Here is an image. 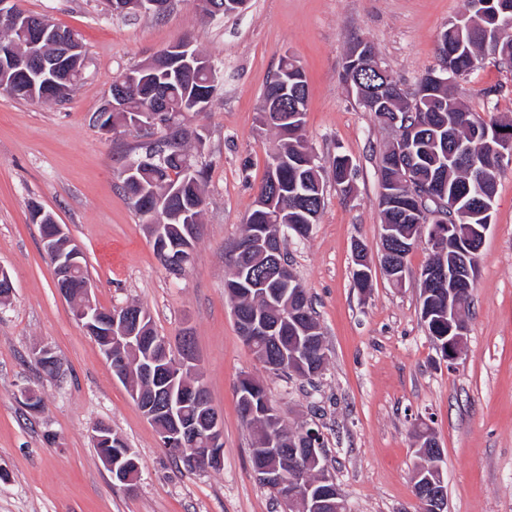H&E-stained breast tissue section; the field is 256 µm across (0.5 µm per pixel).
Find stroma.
<instances>
[{
	"label": "stroma",
	"instance_id": "stroma-1",
	"mask_svg": "<svg viewBox=\"0 0 512 512\" xmlns=\"http://www.w3.org/2000/svg\"><path fill=\"white\" fill-rule=\"evenodd\" d=\"M18 6L77 33L86 66L61 103L0 94V267L14 287L0 305V512H283L253 474L254 436L237 409V385L246 375L263 383L288 427L319 430L325 464L349 512H418L413 474L426 426L443 451L448 512H512V162L497 174L492 223L465 313L467 340L451 365L420 314L416 282L431 254L427 239L406 258L404 287H393L378 263L379 166L395 133L341 79L349 51L366 42L402 88L414 91L421 75L438 68L440 35L464 0H248L244 11L221 18L203 16L188 0H174L161 18L113 16L109 0ZM177 42L201 51L221 76L206 112L187 120L203 138L189 152L206 170L208 205L195 261L180 277L163 268L120 188L119 172L139 153L140 138L125 126L104 134L93 122L114 77ZM285 54L306 74L302 136L326 185L311 236L286 243L328 356L323 375L311 382L259 365L224 288L275 139L259 112ZM450 88L481 118L512 119V71L492 57ZM339 155L356 168L348 197L334 186ZM33 202L82 247L99 306H142L156 334L173 345L190 336L224 421L220 469L189 468L162 447L59 293L30 220ZM357 241L374 261L363 290L353 282ZM40 343L56 352L55 377L32 358ZM23 387L42 397L41 413L27 409ZM100 422L136 453L141 473L134 488L114 483L103 465L92 439Z\"/></svg>",
	"mask_w": 512,
	"mask_h": 512
}]
</instances>
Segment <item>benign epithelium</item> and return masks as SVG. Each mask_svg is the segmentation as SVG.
<instances>
[{"instance_id":"7a95c632","label":"benign epithelium","mask_w":512,"mask_h":512,"mask_svg":"<svg viewBox=\"0 0 512 512\" xmlns=\"http://www.w3.org/2000/svg\"><path fill=\"white\" fill-rule=\"evenodd\" d=\"M491 12L495 16V36L500 37L512 30V9L502 2L494 3V0H467V10L459 20L453 22V25L472 34L474 29L466 18L472 13L485 16ZM22 18L23 14L15 7V0H0L1 21L16 25ZM29 28L33 43L39 44L48 37L62 53L68 55L75 51L73 45L77 44L78 40L71 32L55 27L45 19L36 24H29ZM168 52L179 59L189 58L197 62V67L205 72H212L209 63H202L200 58L189 56V46L186 44H174L168 48ZM348 65L352 70L371 68L385 82L392 80V76L377 62L374 53L365 43L355 49ZM41 73L68 87L75 83L72 72L59 70L52 61L41 63ZM453 77L454 74L443 65L426 72L421 76V80L430 90L434 86L448 84ZM386 124L396 132L393 145L404 161L398 163L399 169L403 170L401 181L388 185L380 201L385 204L405 195L413 198L419 209H425L430 203L435 205V212L430 214L435 223L421 229L434 253L427 273L418 277L417 288L425 298L430 295L429 287L432 281H448V308L435 313L430 307H425L423 321H448V341L444 343L442 357L453 363L460 358L466 341L467 324L462 319L461 310L470 300L471 288L476 280L479 253L491 224L490 213L493 211L494 195L481 192L475 198L466 200L462 197H449L445 193L421 192L411 176L412 143L417 128L407 127V122L401 120L396 113L387 119ZM471 139L479 145L488 147V150L476 153L470 145L460 147L458 159L470 169L478 168L486 172L491 170L487 165L489 159L499 165L506 160L512 162V130L501 132L495 127L491 129L474 124L471 126ZM461 219L469 221L462 235L455 231ZM275 220V234L268 235L261 228L253 237L255 244L263 246L274 257L281 253L282 234L290 229L288 211L277 212ZM41 242L44 251L53 257L55 275L62 285L61 293L74 303L77 320L88 335L96 337L105 334L110 337V344L101 347V351L111 365H122L126 362L128 352L141 350L144 357L140 362L139 376L146 384H167L176 377L175 371L188 372V377L191 378L188 397L181 393L175 395L171 390L156 397H149L137 387H129L130 394L143 415L158 429L163 447L193 465L201 461L222 465L223 419L209 402L206 386L197 373L193 355L188 352L181 355L171 353L168 343L153 333L151 326L146 324V318L142 316L140 309L129 308L123 318L118 319L95 303L92 298L95 288L93 282L88 278H74L76 269L83 264L84 252L79 244L69 238L66 225L53 224V228L43 235ZM160 252L176 268L185 271L192 265L194 252L189 245L181 247L179 252L166 247L160 249ZM389 255L391 251L382 248L381 266L390 283L396 288H401L405 285V265L389 259ZM279 272L280 282L292 290L295 298H300L302 287L288 264L279 262ZM235 321L242 338L250 345L259 336L271 342H278L279 325L269 322L259 312L248 317L237 315ZM313 344L314 339L307 337L303 341H298L282 359L260 354L257 360L269 370L277 371L286 367L290 376L300 377L307 349ZM32 356L40 368L45 369L51 367L55 351L52 346L43 343L32 350ZM188 404L197 408L201 418H188L184 415L183 407ZM92 438L112 479L126 487H134L139 467L135 466L131 451L122 447L123 440L119 438L115 442L112 441V429L105 424L94 427ZM283 441L282 433L273 427L268 431L262 448L267 454L276 456L281 452ZM191 442H200L202 447H187ZM306 444L308 447L299 449V452L308 459L310 467L316 469V480L311 481L304 476L290 480L288 472L278 466L254 470L256 479L264 487L279 492L281 502L288 506L290 512L296 506L302 512H341L346 504L340 494L334 492L336 482L323 464L324 448L321 447V442L317 441L315 434L312 433L306 436ZM414 481L418 482L420 489L417 496L420 512H447V496L442 490L444 481L440 463H434L428 471L423 468L417 469Z\"/></svg>"}]
</instances>
